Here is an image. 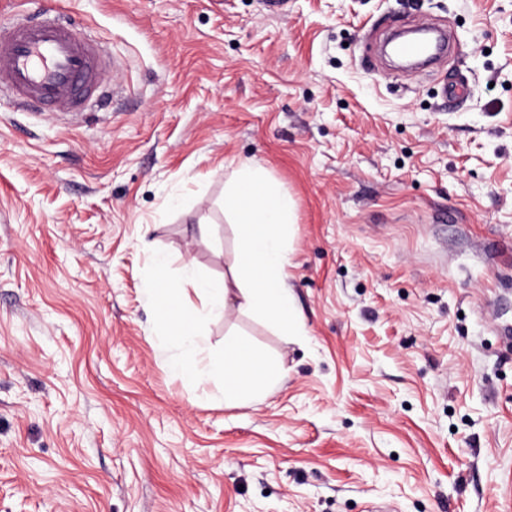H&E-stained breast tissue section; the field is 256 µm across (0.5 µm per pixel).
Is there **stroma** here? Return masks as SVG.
<instances>
[{"label": "stroma", "instance_id": "obj_1", "mask_svg": "<svg viewBox=\"0 0 512 512\" xmlns=\"http://www.w3.org/2000/svg\"><path fill=\"white\" fill-rule=\"evenodd\" d=\"M61 3L117 66L76 114L0 90V512H512V0ZM424 22L433 73L377 53ZM245 160L303 332L202 315L287 371L232 408L147 290L223 278Z\"/></svg>", "mask_w": 512, "mask_h": 512}]
</instances>
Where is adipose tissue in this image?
<instances>
[{
  "instance_id": "obj_1",
  "label": "adipose tissue",
  "mask_w": 512,
  "mask_h": 512,
  "mask_svg": "<svg viewBox=\"0 0 512 512\" xmlns=\"http://www.w3.org/2000/svg\"><path fill=\"white\" fill-rule=\"evenodd\" d=\"M225 205L238 226V254L230 275L212 280L196 277L189 270L184 275L185 286L213 313L248 312L266 319L284 335H299L288 286V232L294 222V199L269 180L258 162L248 160L239 164ZM155 265L154 285L148 295L166 335L179 350L172 364L177 374L197 384L221 379L228 406L262 394L281 378L279 361L264 356L232 332L224 339L221 357L199 366L201 339L196 313L187 306L182 288L168 287L164 259H157Z\"/></svg>"
}]
</instances>
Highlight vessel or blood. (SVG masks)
Returning <instances> with one entry per match:
<instances>
[{"label":"vessel or blood","mask_w":512,"mask_h":512,"mask_svg":"<svg viewBox=\"0 0 512 512\" xmlns=\"http://www.w3.org/2000/svg\"><path fill=\"white\" fill-rule=\"evenodd\" d=\"M60 12L43 0L41 18L0 27V87L37 109L78 112L102 94L101 54Z\"/></svg>","instance_id":"vessel-or-blood-1"}]
</instances>
